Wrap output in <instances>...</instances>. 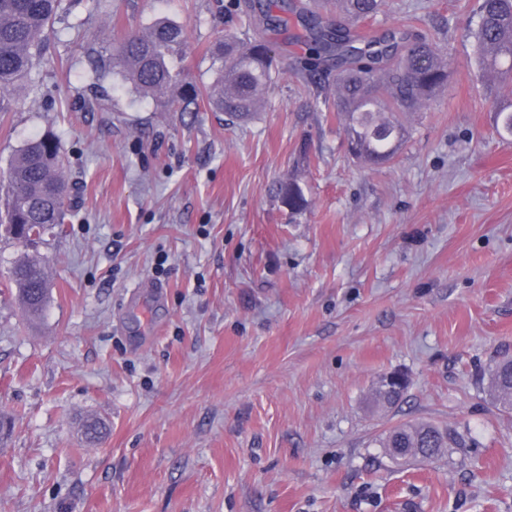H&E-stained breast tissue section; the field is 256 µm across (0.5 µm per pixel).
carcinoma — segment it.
<instances>
[{
  "label": "carcinoma",
  "instance_id": "obj_1",
  "mask_svg": "<svg viewBox=\"0 0 512 512\" xmlns=\"http://www.w3.org/2000/svg\"><path fill=\"white\" fill-rule=\"evenodd\" d=\"M353 21L376 17L382 0H342ZM61 0H0V112H10L16 94L33 86L45 31L59 13ZM255 27L285 22L283 15L298 16L309 32L305 65L318 72L322 55L336 56V82L345 74L352 80L336 89V112L343 117L351 154L370 163L393 159L402 144L401 116L419 112L451 79L452 71L436 41L419 32H392L382 38L364 36L313 10L304 3L294 9L288 0H265L245 4ZM478 66L495 74L496 81L512 83V0H481L479 22L473 32ZM186 40L185 27L171 21H156L147 30L112 43V67L138 93L157 106L169 108L175 93L198 100L197 89L183 88L181 73L171 60ZM216 76L205 89L209 108L245 123L258 111V96L274 83L276 60L261 36L240 41L224 37L223 53L215 58ZM63 159L58 140L44 135L27 141L0 173L4 215L0 236L25 245L40 240L48 224L65 217L67 189L62 179ZM278 196L293 214L308 206L303 187L295 178L280 183ZM46 263L36 255L16 261L9 271L27 314L40 316L47 303L49 282ZM493 399L512 409V359L496 362L489 370ZM405 390L378 386L376 401L386 407L398 405ZM464 438L452 429L425 422L401 423L379 440V447L393 462L413 457L422 462L439 459L449 448H461Z\"/></svg>",
  "mask_w": 512,
  "mask_h": 512
}]
</instances>
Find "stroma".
Returning <instances> with one entry per match:
<instances>
[{
	"mask_svg": "<svg viewBox=\"0 0 512 512\" xmlns=\"http://www.w3.org/2000/svg\"><path fill=\"white\" fill-rule=\"evenodd\" d=\"M65 2L0 113V171L51 132L69 186L37 321L8 283L24 248L0 239V512H512V410L487 389L512 356V87L476 65L478 0H384L362 23L433 34L454 70L376 167L298 22L266 32L279 75L238 125L110 71L115 37L166 18L205 87L218 39L251 34L235 0ZM291 177L299 214L276 194ZM392 372L407 392L375 406ZM408 420L466 445L393 463L378 441ZM278 196L281 202L288 206L291 213L299 214L308 206L303 187L295 178H289L280 183L278 187Z\"/></svg>",
	"mask_w": 512,
	"mask_h": 512,
	"instance_id": "35a3bbf8",
	"label": "stroma"
}]
</instances>
